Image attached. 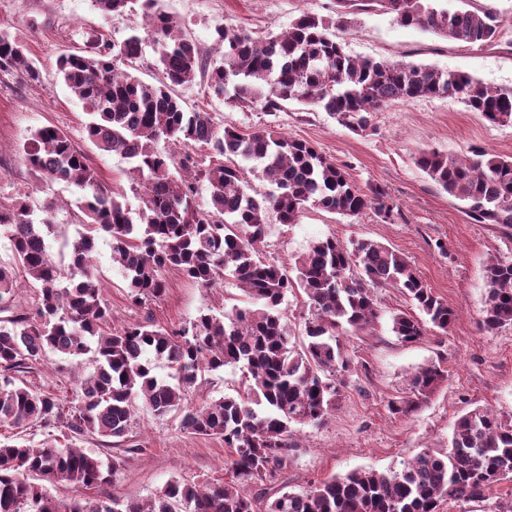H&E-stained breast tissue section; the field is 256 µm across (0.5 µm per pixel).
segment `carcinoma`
<instances>
[{
	"instance_id": "carcinoma-1",
	"label": "carcinoma",
	"mask_w": 512,
	"mask_h": 512,
	"mask_svg": "<svg viewBox=\"0 0 512 512\" xmlns=\"http://www.w3.org/2000/svg\"><path fill=\"white\" fill-rule=\"evenodd\" d=\"M92 3L105 18L140 6L165 79L147 84L121 70L142 56L137 33L120 43L97 36L57 60L89 117L88 139L100 152L126 160L129 172L143 180L140 205L129 208L107 188L61 129L44 126L31 134L25 162L46 182L81 192L82 230L69 243L65 274L46 248L56 200L38 211L23 200L0 207V226L12 251L10 261H0V312H11L0 318V426L22 431L57 423L77 440L89 433L121 440L130 433L139 401L153 416L179 413L192 434L224 440L232 477L202 487L174 477L147 503L114 499L108 506L81 496L55 502L48 485L66 481L77 489L98 488L110 481L111 470L71 445L0 443V512H439L447 500L482 502L494 486L512 479V423L475 406L457 418L446 452L424 450L398 470L356 468L300 492L286 484L269 491L295 447L296 428L321 424L336 411L341 374L352 364L342 336L374 325L382 304L379 290L399 289L421 313L392 316V332L403 343L417 342L429 325L448 332L456 312L427 287L407 257L379 241L348 246L327 237L295 256L290 267L262 259L259 244L271 212L281 224L296 223L308 206L346 218L370 210L387 221L395 206L383 192L358 187L345 166L310 142L271 129L242 134L216 123L208 112L187 110L172 94L203 71L213 93L231 106L275 112L296 101L322 108L360 134L372 129L373 114L388 104L422 97L460 100L492 124L512 123V88L412 61L359 59L336 40L329 23L311 14L265 38L219 25L215 33L224 57L208 63L161 0ZM335 3L345 21L378 11L446 40L478 47L501 43L499 21L486 10L450 9L442 0ZM18 69L31 82L41 79L25 46L1 29L0 72ZM161 140L204 144L219 159L197 163L187 154L176 162L158 149ZM249 164L275 192L248 187ZM416 164L441 190L467 203L472 223L512 231V156L424 149ZM190 168L209 184L207 210L196 200L195 177L183 175ZM99 238L111 244L112 260L136 304L160 300L165 272L176 270L203 288L230 276L249 306L203 313L178 330L150 318L116 328L93 266ZM19 271L37 286L38 302L30 313L10 311ZM295 291L310 309L299 346L291 345L282 310ZM481 326L487 333L512 326V259L495 256L486 264ZM48 350L74 359L92 354L94 370L80 382L78 404L16 383ZM149 353L167 359L176 382L154 376ZM226 366L241 371L233 393L198 408L182 405L185 392ZM447 379L439 361L418 368L409 377V395L390 402V410L414 412Z\"/></svg>"
}]
</instances>
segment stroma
Here are the masks:
<instances>
[{
  "mask_svg": "<svg viewBox=\"0 0 512 512\" xmlns=\"http://www.w3.org/2000/svg\"><path fill=\"white\" fill-rule=\"evenodd\" d=\"M471 3L501 20L505 44L471 47L399 26L377 11L359 14L348 26L336 28V38L361 59L405 58L512 88V0ZM165 6L207 60L218 59L223 51L216 39L217 25L230 23L262 37L287 30L302 14L331 17L336 11L334 0H165ZM136 22L128 15L103 18L91 0H0V29L24 43L42 71L36 83L19 71L0 73V205L23 198L37 208L50 196L62 200L55 233L47 243L52 257L64 267L70 262L64 242L74 238L79 227V193L63 184L44 186L26 165L23 147L35 129L59 127L88 153L104 183L121 194L124 203L138 207L127 163L99 153L87 140V116L56 71L60 54L76 50L95 34L122 41ZM176 93L186 108L211 113L215 122L242 133L263 127L312 142L345 165L362 189L383 191L400 211L391 222L371 211L354 219L312 207L305 208L294 224L269 217L264 258L288 263L326 236L346 243L379 241L408 257L434 293L457 312L447 333L429 331L418 342L405 344L392 333L391 316L409 310L411 303L397 289L382 290L383 308L374 328L346 339L352 375L335 413L322 425L300 427L295 436L296 447L283 471L289 488L300 491L358 467L397 469L424 450H446L454 423L469 404L490 407L512 420V326L492 335L480 327L486 261L493 254L512 257V236L489 224L471 223L463 204L435 186L415 163L423 149L465 154L480 147L512 156V124H490L457 100L418 98L386 106L374 116V131L358 135L310 105L291 102L271 114L227 106L208 90L203 75ZM94 264L117 326L149 316L176 329L190 325L201 313H216L240 302L241 292L232 279L203 288L170 270L165 274V295L138 306L112 261L109 242L99 241ZM437 360L448 370L447 381L415 412L392 413L389 403L404 396L408 375ZM88 367L87 359L49 351L23 379L41 392L75 401L80 391L74 378ZM80 446L104 465L116 467L107 485L88 490L91 498L136 497L147 502L174 477L202 485L229 476L225 461L230 451L223 440L187 432L174 413H137L132 432L121 445L89 436Z\"/></svg>",
  "mask_w": 512,
  "mask_h": 512,
  "instance_id": "obj_1",
  "label": "stroma"
}]
</instances>
